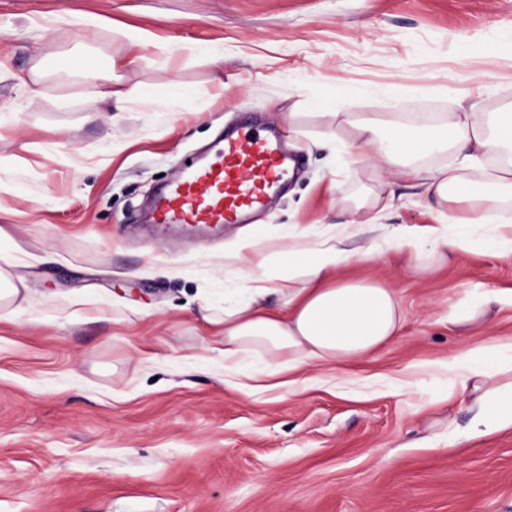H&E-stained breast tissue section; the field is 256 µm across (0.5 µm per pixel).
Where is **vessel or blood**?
<instances>
[{"instance_id":"b4317fda","label":"vessel or blood","mask_w":512,"mask_h":512,"mask_svg":"<svg viewBox=\"0 0 512 512\" xmlns=\"http://www.w3.org/2000/svg\"><path fill=\"white\" fill-rule=\"evenodd\" d=\"M297 155L270 125L244 123L225 130L206 163L191 159L155 197L154 223L220 229L246 224L284 186Z\"/></svg>"}]
</instances>
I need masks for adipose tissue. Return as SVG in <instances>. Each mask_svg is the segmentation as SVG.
<instances>
[{
    "label": "adipose tissue",
    "instance_id": "adipose-tissue-1",
    "mask_svg": "<svg viewBox=\"0 0 512 512\" xmlns=\"http://www.w3.org/2000/svg\"><path fill=\"white\" fill-rule=\"evenodd\" d=\"M350 126L364 149L356 161L380 170L398 168L421 179L424 193L441 205L440 221L385 232L382 242L365 248L357 240L356 221L316 230L296 224L276 236L246 235L224 244V268L246 283L229 293L223 307L205 305L204 319L223 337L225 361L258 350L263 367L245 371L248 379L268 377L312 363L333 365L366 358L398 335L403 312L396 293L378 280L348 281L338 273L356 260L394 250L409 268L424 272L430 259L476 247L512 257V112L493 113L487 127L475 125L465 112L415 120L397 112H355ZM449 150L460 162L422 174L414 162L435 151ZM497 153L503 160L491 179L472 174L479 156ZM468 216H459L462 207ZM280 305L268 307L270 296ZM477 381L475 429L512 428V383L495 384L506 361L500 346L487 344L455 357Z\"/></svg>",
    "mask_w": 512,
    "mask_h": 512
}]
</instances>
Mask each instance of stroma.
Listing matches in <instances>:
<instances>
[{"instance_id": "1", "label": "stroma", "mask_w": 512, "mask_h": 512, "mask_svg": "<svg viewBox=\"0 0 512 512\" xmlns=\"http://www.w3.org/2000/svg\"><path fill=\"white\" fill-rule=\"evenodd\" d=\"M90 15L111 29L86 30ZM509 33L512 0H0V269L28 262L27 302L0 310V512H512V428L472 433L448 368L512 349L510 304L448 321L471 293L512 290V259L348 265L341 277L394 289L401 335L284 385L236 387L198 313L223 298L224 243L240 234L353 210L434 223L418 180L352 163L354 129L312 102L483 121L512 105V60L479 49ZM79 39L118 63L116 119L69 75L37 97L23 82L35 56ZM170 78L191 97H163ZM248 117L281 126L303 159L255 225L140 222L184 160Z\"/></svg>"}]
</instances>
